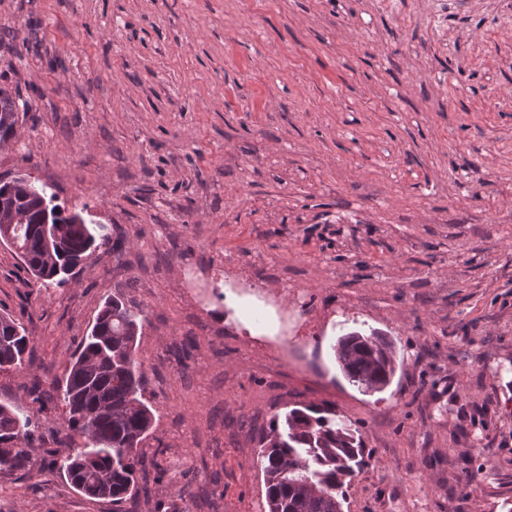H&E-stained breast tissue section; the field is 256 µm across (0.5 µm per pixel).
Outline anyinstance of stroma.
<instances>
[{"label": "stroma", "mask_w": 512, "mask_h": 512, "mask_svg": "<svg viewBox=\"0 0 512 512\" xmlns=\"http://www.w3.org/2000/svg\"><path fill=\"white\" fill-rule=\"evenodd\" d=\"M1 24L0 86L28 110L0 179L128 241L61 288L0 244L32 373L61 375L120 291L147 315L145 449L186 462L189 512H261L257 439L297 403L335 405L373 454L343 512H507L512 0H0ZM368 327L398 361L374 394L333 351ZM27 375L0 372L39 435L0 512H112L44 468L68 430Z\"/></svg>", "instance_id": "stroma-1"}]
</instances>
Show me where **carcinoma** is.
I'll list each match as a JSON object with an SVG mask.
<instances>
[{"mask_svg": "<svg viewBox=\"0 0 512 512\" xmlns=\"http://www.w3.org/2000/svg\"><path fill=\"white\" fill-rule=\"evenodd\" d=\"M19 103L0 88V139L16 138ZM47 185L27 178L0 180V214L19 215L24 223L12 227L11 249L43 287L68 283L63 270L84 264L93 254L112 253L121 260L125 239L98 234V225L79 213L64 214L54 204ZM147 317L122 294L105 299L95 322L86 330L78 350L60 377L31 382L32 401L47 408L43 383L62 394L68 429L83 446L52 462L74 489L112 502L123 509L137 490L145 464V442L155 421L145 397V375L137 360L139 331ZM31 338L9 314H0V370L23 368ZM336 361L352 385L363 392H381L396 373V352L378 331H353L336 344ZM328 405L292 408L271 419L260 436V464L265 481V512H342L353 478L369 466L358 429L334 418ZM37 422L30 411L0 404V474L24 476L30 470L28 448L35 441ZM166 450L156 448L155 482L176 488L186 501L187 485H178L177 469L158 461Z\"/></svg>", "mask_w": 512, "mask_h": 512, "instance_id": "1", "label": "carcinoma"}]
</instances>
